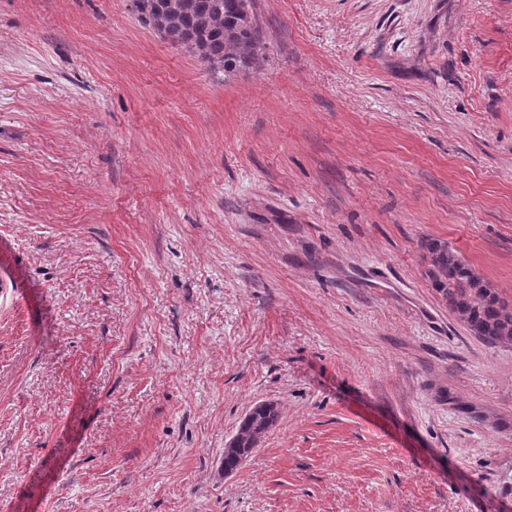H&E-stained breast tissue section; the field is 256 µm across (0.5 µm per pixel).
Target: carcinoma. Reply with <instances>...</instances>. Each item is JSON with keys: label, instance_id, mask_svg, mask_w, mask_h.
I'll use <instances>...</instances> for the list:
<instances>
[{"label": "carcinoma", "instance_id": "carcinoma-1", "mask_svg": "<svg viewBox=\"0 0 512 512\" xmlns=\"http://www.w3.org/2000/svg\"><path fill=\"white\" fill-rule=\"evenodd\" d=\"M137 11L142 23L163 30L171 43L193 47L203 61L226 71L254 59L260 48L255 0H140ZM424 248L432 286L448 311L472 335L512 344V305L448 244L429 240ZM279 417L274 403L254 406L234 436V447L224 449V463L238 467Z\"/></svg>", "mask_w": 512, "mask_h": 512}]
</instances>
